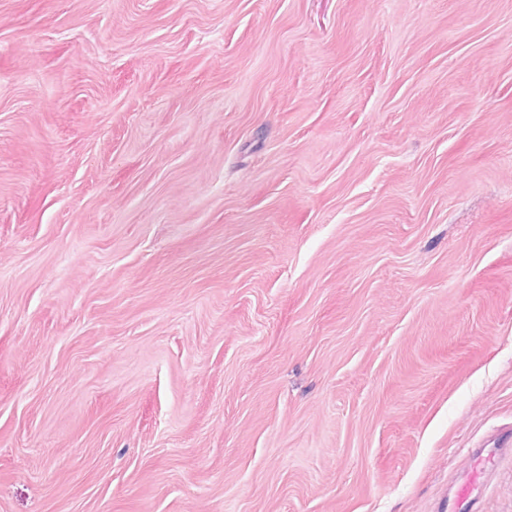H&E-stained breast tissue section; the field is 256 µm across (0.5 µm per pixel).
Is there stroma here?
Instances as JSON below:
<instances>
[{
  "label": "stroma",
  "instance_id": "stroma-1",
  "mask_svg": "<svg viewBox=\"0 0 512 512\" xmlns=\"http://www.w3.org/2000/svg\"><path fill=\"white\" fill-rule=\"evenodd\" d=\"M510 429L512 0H0V512H445Z\"/></svg>",
  "mask_w": 512,
  "mask_h": 512
}]
</instances>
